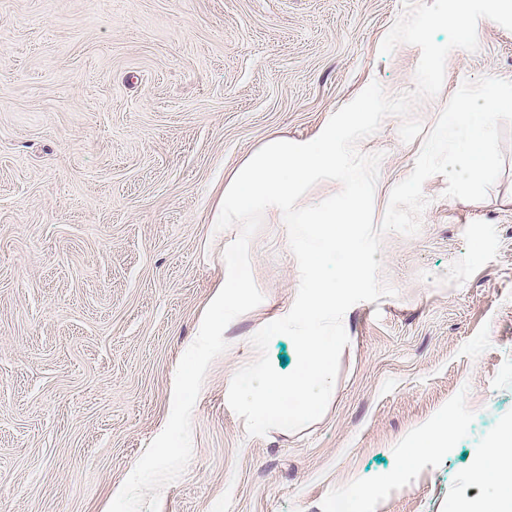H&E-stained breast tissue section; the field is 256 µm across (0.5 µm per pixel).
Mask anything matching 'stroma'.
Listing matches in <instances>:
<instances>
[{"label":"stroma","mask_w":512,"mask_h":512,"mask_svg":"<svg viewBox=\"0 0 512 512\" xmlns=\"http://www.w3.org/2000/svg\"><path fill=\"white\" fill-rule=\"evenodd\" d=\"M403 0H0V512H107L169 419L174 377L224 278L216 187L268 136L306 138L371 82L415 86L421 52H379ZM413 115L431 131L463 82L512 80V31L477 25ZM386 117L374 215L422 138ZM484 200L423 185L420 232L386 234L394 295L353 305L324 414L248 435L225 400L251 337L297 294L285 225L250 244L263 302L223 333L192 414L193 452L159 512H487L475 481L512 434V125ZM456 423L402 464L410 434Z\"/></svg>","instance_id":"35a3bbf8"}]
</instances>
